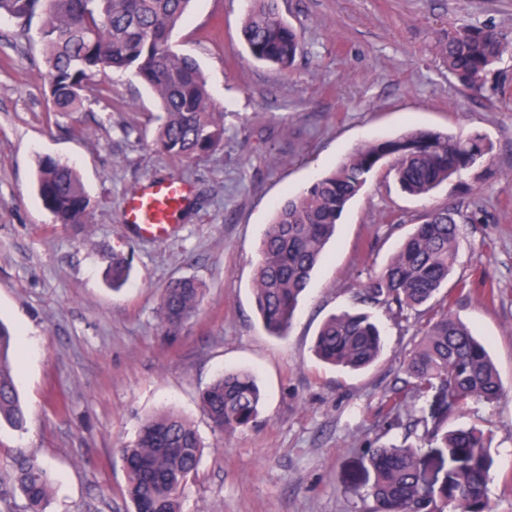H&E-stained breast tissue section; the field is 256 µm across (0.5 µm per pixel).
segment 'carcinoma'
Masks as SVG:
<instances>
[{"label": "carcinoma", "mask_w": 512, "mask_h": 512, "mask_svg": "<svg viewBox=\"0 0 512 512\" xmlns=\"http://www.w3.org/2000/svg\"><path fill=\"white\" fill-rule=\"evenodd\" d=\"M190 0H0V15L26 28L40 15L39 41L49 71V96L59 112H78L85 92H111L100 79L108 69L131 71L145 81L162 112L153 144L179 160H192L216 149L224 139V113L212 100L196 60L173 50L171 30L184 17ZM240 38L249 54L289 70L301 50L298 32L281 17L277 0H249ZM440 53L452 76L480 95L512 42L492 26L448 29ZM491 143L481 134L466 137L411 130L355 150L333 171L277 208L262 238L254 269L257 313L269 333L284 335L299 298L336 233L347 204L389 164L400 190L425 197L464 171L488 162ZM38 191L58 224H84L90 199L76 170L51 158L40 161ZM460 231L456 210L435 208L415 225L390 262L364 285L365 300L395 318L426 317L414 351L403 364L404 386L421 398L435 392L430 418H416L408 430L419 445L383 446L371 452L375 480L371 512H494L488 495L491 460L484 433L475 426L448 429V415L471 402L494 403L507 390L485 346L449 310L431 305L447 284L457 261ZM125 257H112L109 277L117 290L127 281ZM204 284L179 278L163 289L157 315L169 334L199 311ZM16 339L0 322V423L21 430L26 411L20 403L12 366ZM382 338L372 316L342 312L320 327L314 351L322 361L350 370L365 369L381 356ZM199 405L214 432L222 434L254 422L261 405L253 373L227 370L199 394ZM448 450L452 466L441 486L428 492L420 482L421 446ZM203 446L191 421L174 409L142 423L133 443L114 452L126 476L125 493L135 512H181L182 492L201 460ZM14 481L26 500L25 512H44L54 479L42 463L17 462Z\"/></svg>", "instance_id": "obj_1"}]
</instances>
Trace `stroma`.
<instances>
[{
    "instance_id": "obj_1",
    "label": "stroma",
    "mask_w": 512,
    "mask_h": 512,
    "mask_svg": "<svg viewBox=\"0 0 512 512\" xmlns=\"http://www.w3.org/2000/svg\"><path fill=\"white\" fill-rule=\"evenodd\" d=\"M247 0H193L172 33L201 66L224 114V140L180 161L154 149L160 109L131 72L110 71L111 96L55 111L36 31L0 15V322L17 337L16 387L27 411L0 426V512H23L15 463L34 458L58 478L46 512H132L113 457L140 423L174 408L204 443L182 512H369L373 448L404 442L395 414L429 415L433 400L393 407L404 361L424 323L398 322L358 293L432 208L481 209L460 225L452 310L485 341L508 394L448 417L490 439L489 496L512 512V57L483 95L448 74L438 45L449 28L493 26L512 40V0H279L301 34L289 71L253 59L239 40ZM414 128L484 135V168L431 196L401 193L378 173L346 207L292 326L268 335L254 308L253 272L275 210L357 147ZM74 166L90 198L85 225L55 223L36 190L38 164ZM177 178L190 199L165 239L122 222L127 198ZM130 260L113 291V254ZM202 280L199 313L166 335L162 289ZM368 309L385 340L377 363L349 371L319 361L314 336L330 315ZM255 374L262 410L250 427L213 431L198 394L222 371Z\"/></svg>"
}]
</instances>
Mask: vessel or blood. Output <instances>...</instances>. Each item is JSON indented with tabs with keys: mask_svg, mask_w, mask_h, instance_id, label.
I'll return each mask as SVG.
<instances>
[{
	"mask_svg": "<svg viewBox=\"0 0 512 512\" xmlns=\"http://www.w3.org/2000/svg\"><path fill=\"white\" fill-rule=\"evenodd\" d=\"M189 196L187 184L179 179H163L149 183L131 196L122 220L140 234L165 239L171 223Z\"/></svg>",
	"mask_w": 512,
	"mask_h": 512,
	"instance_id": "obj_1",
	"label": "vessel or blood"
}]
</instances>
